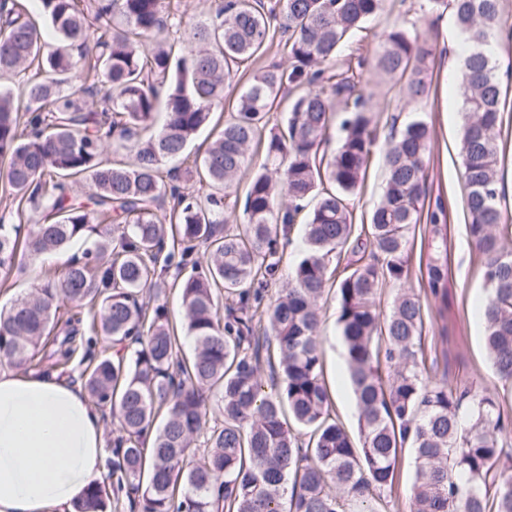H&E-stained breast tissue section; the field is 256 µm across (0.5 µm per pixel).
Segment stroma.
I'll return each mask as SVG.
<instances>
[{"instance_id":"obj_1","label":"stroma","mask_w":512,"mask_h":512,"mask_svg":"<svg viewBox=\"0 0 512 512\" xmlns=\"http://www.w3.org/2000/svg\"><path fill=\"white\" fill-rule=\"evenodd\" d=\"M424 0H387L384 14L369 23L358 42V53L373 58L381 49L383 34L398 25L418 33L428 41L434 59L428 65L426 96L412 100L405 94L404 85L378 73L372 66L359 71V87L369 99L380 134H388L392 124L405 123L411 113L427 114L431 122L430 161L427 168L428 202L442 200L448 214V280L452 298L448 311L449 338L440 342V323L434 299L427 286L426 252L428 231L425 223L415 226L409 253V290L419 296L424 309L425 330L422 347L426 358L435 362L429 370L432 381H448L475 390L497 393L505 415L512 418V384L506 385L497 377L488 360L484 345V326L475 315L478 302L486 292L478 269V256L467 236L465 190L461 178L462 159L459 149L462 123V101L457 92L455 76L457 61L451 60L448 44L456 29L451 11L441 18L423 10ZM506 103L502 114L499 152V178L505 199L503 211L512 220V80L507 81ZM385 148L377 146L364 181L354 195V222L368 223L373 208L380 201L386 181ZM83 243L49 257L28 263L25 273L10 275L0 285V306L8 307L15 299L30 293L54 271L63 269L72 257L80 255ZM302 227L294 225L289 236L280 237L279 267L269 281L264 299L274 303L288 286V275L301 256ZM321 334L325 338L324 366L335 411L349 433L357 431V412L348 379L343 344L337 324L336 301L325 296L320 302Z\"/></svg>"}]
</instances>
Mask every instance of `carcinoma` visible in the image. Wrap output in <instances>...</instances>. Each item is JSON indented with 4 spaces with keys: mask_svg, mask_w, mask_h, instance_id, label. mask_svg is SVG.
Returning a JSON list of instances; mask_svg holds the SVG:
<instances>
[{
    "mask_svg": "<svg viewBox=\"0 0 512 512\" xmlns=\"http://www.w3.org/2000/svg\"><path fill=\"white\" fill-rule=\"evenodd\" d=\"M53 47L17 0H0V74L21 78L16 101L0 90V194L16 212L0 216V269L94 238L58 277L0 309V361L31 366L56 346L69 364L88 331L112 353L83 365L84 388L117 424L107 464L115 481L88 490L75 512H112L125 495L134 512H377L393 489L400 452L414 455L411 512H512V423L497 398L434 383L422 349L420 299L401 289L381 318L377 297L409 275L410 231L428 195L431 131L416 115L385 139L387 178L369 223L356 230L351 200L377 146V125L356 91V68L325 75L385 0H215L204 19L180 0H39ZM469 46L459 63L460 152L466 231L488 290L480 319L488 359L512 383V224L498 177L502 83L494 36L502 0H451ZM285 38L286 61L254 72L224 127L188 179L164 162L187 146L217 109L231 75ZM84 60L74 70L72 51ZM433 50L402 27L385 35L375 67L427 92ZM294 92L286 128L269 126L278 95ZM165 121H156L159 102ZM338 124L336 147L329 131ZM263 145L264 172L249 183L245 231L224 218L249 149ZM128 161L103 159L107 148ZM86 180L83 197L72 185ZM41 214L30 223L25 212ZM304 255L288 288L260 307L275 273L274 244L302 214ZM427 288L448 343V225L443 202L427 212ZM171 248H166V245ZM360 254L341 278L330 271ZM193 355L182 354L164 305L145 290L166 287L170 268ZM336 288L341 339L358 417L353 439L332 411L318 304ZM237 297L220 316L218 293ZM278 349L280 381L261 376ZM203 447L191 452L195 442Z\"/></svg>",
    "mask_w": 512,
    "mask_h": 512,
    "instance_id": "obj_1",
    "label": "carcinoma"
}]
</instances>
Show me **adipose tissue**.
<instances>
[{
    "mask_svg": "<svg viewBox=\"0 0 512 512\" xmlns=\"http://www.w3.org/2000/svg\"><path fill=\"white\" fill-rule=\"evenodd\" d=\"M105 448L80 388L0 366V512H74L103 478Z\"/></svg>",
    "mask_w": 512,
    "mask_h": 512,
    "instance_id": "obj_1",
    "label": "adipose tissue"
}]
</instances>
